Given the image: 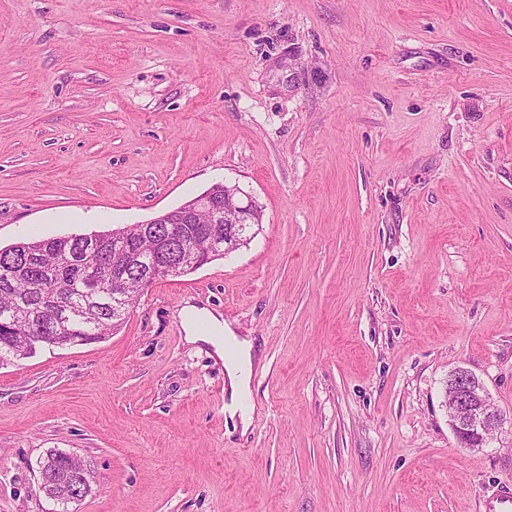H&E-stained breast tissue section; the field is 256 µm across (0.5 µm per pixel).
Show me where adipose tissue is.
I'll list each match as a JSON object with an SVG mask.
<instances>
[{"label":"adipose tissue","mask_w":512,"mask_h":512,"mask_svg":"<svg viewBox=\"0 0 512 512\" xmlns=\"http://www.w3.org/2000/svg\"><path fill=\"white\" fill-rule=\"evenodd\" d=\"M181 316L188 342L205 343L217 356L223 357L229 395L226 409L238 417L242 428H249L254 413L253 405L248 402L249 381L256 362L252 340L237 336L228 323L207 310L187 306Z\"/></svg>","instance_id":"obj_1"}]
</instances>
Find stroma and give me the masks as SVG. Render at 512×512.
I'll return each mask as SVG.
<instances>
[{
	"instance_id": "stroma-1",
	"label": "stroma",
	"mask_w": 512,
	"mask_h": 512,
	"mask_svg": "<svg viewBox=\"0 0 512 512\" xmlns=\"http://www.w3.org/2000/svg\"><path fill=\"white\" fill-rule=\"evenodd\" d=\"M262 222L107 339L0 365V512H481L465 368L512 410V0H0V247L145 222L211 185ZM200 305L263 361L249 429ZM62 451H55L46 456V458L40 462L39 470H44L47 478V485L45 495L61 504L63 507L62 512H69L68 505L75 502H70L67 499V494L72 489H75L81 485L83 490V500L92 492V474L87 475L85 478L80 480V484L72 483V477L77 474L79 470V464L77 461H68L62 457ZM80 500V501H81Z\"/></svg>"
}]
</instances>
